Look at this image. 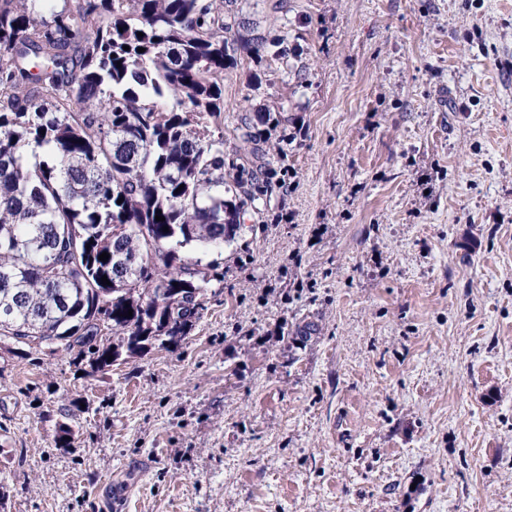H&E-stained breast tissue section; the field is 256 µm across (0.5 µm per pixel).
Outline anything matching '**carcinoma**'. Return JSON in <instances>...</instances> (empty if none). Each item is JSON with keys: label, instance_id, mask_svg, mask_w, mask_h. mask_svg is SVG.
Masks as SVG:
<instances>
[{"label": "carcinoma", "instance_id": "cac0c4a2", "mask_svg": "<svg viewBox=\"0 0 512 512\" xmlns=\"http://www.w3.org/2000/svg\"><path fill=\"white\" fill-rule=\"evenodd\" d=\"M55 2L0 0V336L100 370L199 319L209 279L181 252L223 249L273 190L267 118L224 158V70L287 50L241 0Z\"/></svg>", "mask_w": 512, "mask_h": 512}]
</instances>
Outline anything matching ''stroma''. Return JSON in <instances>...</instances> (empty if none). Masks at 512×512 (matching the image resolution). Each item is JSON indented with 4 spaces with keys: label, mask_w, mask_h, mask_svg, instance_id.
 <instances>
[{
    "label": "stroma",
    "mask_w": 512,
    "mask_h": 512,
    "mask_svg": "<svg viewBox=\"0 0 512 512\" xmlns=\"http://www.w3.org/2000/svg\"><path fill=\"white\" fill-rule=\"evenodd\" d=\"M285 185L180 342L0 339V512H512V0H246Z\"/></svg>",
    "instance_id": "35a3bbf8"
}]
</instances>
